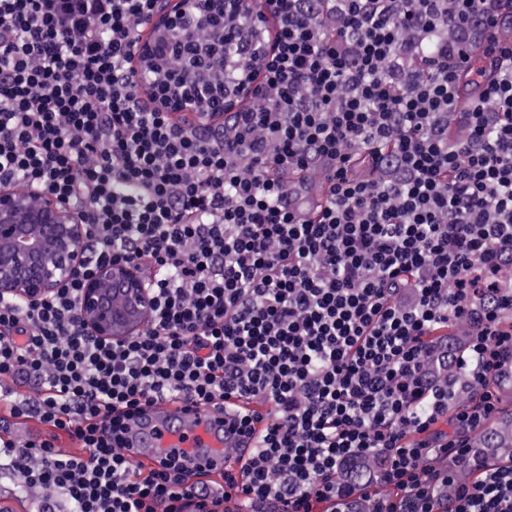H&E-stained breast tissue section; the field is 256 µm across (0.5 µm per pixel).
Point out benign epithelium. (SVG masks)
<instances>
[{"label": "benign epithelium", "instance_id": "benign-epithelium-1", "mask_svg": "<svg viewBox=\"0 0 512 512\" xmlns=\"http://www.w3.org/2000/svg\"><path fill=\"white\" fill-rule=\"evenodd\" d=\"M88 229L68 202L0 187V298L41 300L81 274ZM154 302L129 265L102 266L81 281L78 315L99 340L130 336Z\"/></svg>", "mask_w": 512, "mask_h": 512}]
</instances>
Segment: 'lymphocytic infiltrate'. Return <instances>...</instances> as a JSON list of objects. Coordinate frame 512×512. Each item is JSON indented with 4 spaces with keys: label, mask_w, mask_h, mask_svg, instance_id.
Returning <instances> with one entry per match:
<instances>
[{
    "label": "lymphocytic infiltrate",
    "mask_w": 512,
    "mask_h": 512,
    "mask_svg": "<svg viewBox=\"0 0 512 512\" xmlns=\"http://www.w3.org/2000/svg\"><path fill=\"white\" fill-rule=\"evenodd\" d=\"M197 2L163 52L208 77L172 112L133 64L165 0H0V186L78 205L83 271L132 264L154 299L112 341L79 320L80 281L0 299V403L47 429L1 437L0 469L44 512H209L180 455L144 466L127 437L182 401L247 450L224 487L248 506L512 512V464L470 444L512 381V2ZM452 25L487 32L499 71L466 112Z\"/></svg>",
    "instance_id": "f902f5d3"
}]
</instances>
